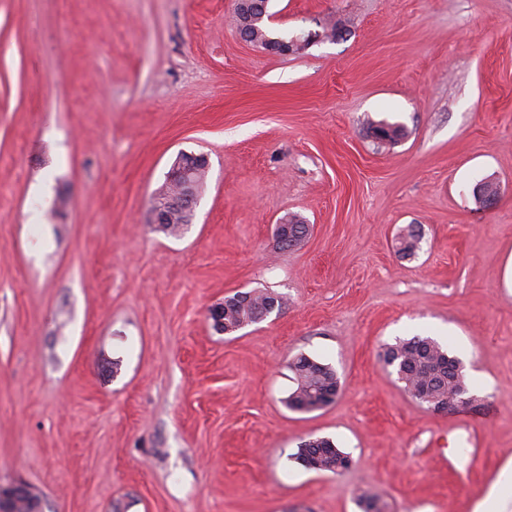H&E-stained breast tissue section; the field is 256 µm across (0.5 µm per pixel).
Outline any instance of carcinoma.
Instances as JSON below:
<instances>
[{
	"label": "carcinoma",
	"mask_w": 512,
	"mask_h": 512,
	"mask_svg": "<svg viewBox=\"0 0 512 512\" xmlns=\"http://www.w3.org/2000/svg\"><path fill=\"white\" fill-rule=\"evenodd\" d=\"M419 233L409 227L400 236V252L407 256L415 253ZM251 300L242 305L231 296L224 306V328H234L244 321L257 322L272 302L282 309L283 301L267 291H251ZM385 366L392 368L403 389L418 403L430 409L437 403H448L458 396H468L462 362L431 337L414 336L385 348L382 354ZM295 387L286 399L294 411L311 412L332 403L326 395H338L341 384L336 371L329 365L306 355H300L290 364ZM294 459L309 470L339 473L351 464L348 454L331 439L310 438L303 441Z\"/></svg>",
	"instance_id": "cac0c4a2"
}]
</instances>
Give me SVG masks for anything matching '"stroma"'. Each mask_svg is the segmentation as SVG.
<instances>
[{"label":"stroma","instance_id":"obj_1","mask_svg":"<svg viewBox=\"0 0 512 512\" xmlns=\"http://www.w3.org/2000/svg\"><path fill=\"white\" fill-rule=\"evenodd\" d=\"M268 7L317 40L257 48L235 0H0V486L45 512H474L512 464V0ZM184 152L208 171L172 234L150 207ZM253 289L282 310L217 331ZM412 336L462 361L468 406L388 372ZM300 354L340 378L322 409L285 404ZM311 437L350 468L299 465ZM314 37H316V35L313 36L312 33H301L289 40L281 38H268L265 43H255L254 45L259 46L270 53L288 55L304 49L311 43ZM17 496H25L32 500V507L36 512L44 511V504L42 500L35 499L30 489L22 484H13L7 487V491L4 492V488L0 490V511L1 512H13L12 501Z\"/></svg>","mask_w":512,"mask_h":512}]
</instances>
